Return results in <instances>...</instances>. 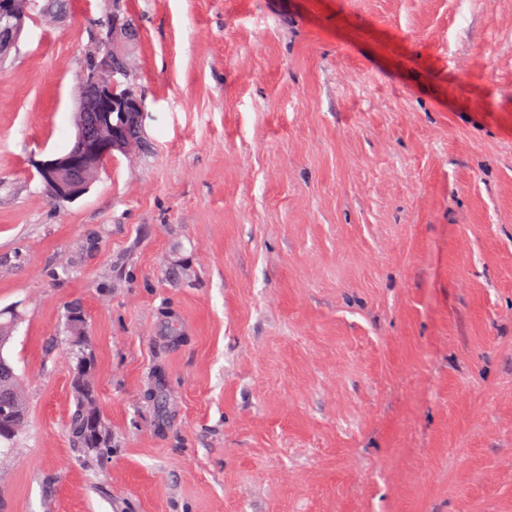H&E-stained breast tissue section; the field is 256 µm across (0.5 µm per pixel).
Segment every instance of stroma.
<instances>
[{"label":"stroma","instance_id":"35a3bbf8","mask_svg":"<svg viewBox=\"0 0 512 512\" xmlns=\"http://www.w3.org/2000/svg\"><path fill=\"white\" fill-rule=\"evenodd\" d=\"M111 3L0 63V512H512V0H121L143 142L60 206ZM70 322L72 354L76 360L89 363V373L93 365V356L86 348L83 334L84 310L79 303L69 307L66 323ZM88 371L76 379L75 410L71 414L69 432L74 445L84 454H101L106 448V432L103 420L96 408V391L91 385ZM87 375V376H86ZM86 377V378H85ZM3 357L5 358V360L11 366V368L13 370V381L16 384H18V386L20 387V390H21L20 402H19V410H20L22 416L14 424L13 432H12V428L7 423L2 422L0 424V433H1V435H8V434H10L12 432V434L10 436H1L0 435V447L1 448L3 447L5 449L9 450V449H11L10 447H12L13 442H14L15 438L17 437V435L25 427V424H26V421H27L28 410H27V404H26V400H25V397H24V394H23V390H22V387H21L19 376L16 375L14 366L12 365L11 361L4 355V350H3ZM1 448H0V451H1Z\"/></svg>","mask_w":512,"mask_h":512}]
</instances>
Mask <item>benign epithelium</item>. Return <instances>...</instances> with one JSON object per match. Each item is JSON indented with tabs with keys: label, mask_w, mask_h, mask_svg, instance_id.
<instances>
[{
	"label": "benign epithelium",
	"mask_w": 512,
	"mask_h": 512,
	"mask_svg": "<svg viewBox=\"0 0 512 512\" xmlns=\"http://www.w3.org/2000/svg\"><path fill=\"white\" fill-rule=\"evenodd\" d=\"M28 12L17 10L15 0H0V63L9 55L18 42ZM107 38L102 41L101 53L96 61L100 72L126 73L125 54L136 32L125 18L117 12L109 16ZM80 111L95 113L94 130L80 131V146L74 151L54 154L38 163L37 172L41 181L52 190L56 202H68L83 194L90 177L115 153H123L132 145L114 136L113 113L130 112L138 125H143L144 106L133 85H128L120 98L112 96V84L105 86L84 77L77 83Z\"/></svg>",
	"instance_id": "benign-epithelium-1"
}]
</instances>
